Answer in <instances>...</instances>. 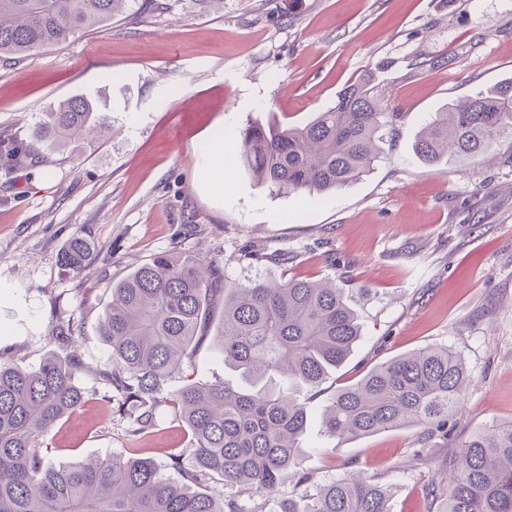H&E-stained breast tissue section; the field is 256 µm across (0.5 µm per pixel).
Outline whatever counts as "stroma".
I'll list each match as a JSON object with an SVG mask.
<instances>
[{"instance_id": "stroma-1", "label": "stroma", "mask_w": 512, "mask_h": 512, "mask_svg": "<svg viewBox=\"0 0 512 512\" xmlns=\"http://www.w3.org/2000/svg\"><path fill=\"white\" fill-rule=\"evenodd\" d=\"M512 77V0H170L131 8L93 33L19 63L0 61V136L31 140L41 112L86 95L112 129L48 162L0 172V354L37 369L60 345L53 313L75 314L82 411L43 437L67 466L126 453V424L104 400L110 370L98 321L108 287L157 254L217 260L230 282L334 278L362 339L314 392L299 467L281 496L362 470L391 490L390 512H439L428 490L458 442L512 420V149L462 167L426 164L417 133L448 102ZM358 80L398 115L369 173L323 195L256 184L233 157L252 122L303 125ZM81 271L61 266L74 233ZM449 346L470 382L447 431L405 425L341 441L320 415L377 364ZM206 338L183 376L223 374ZM140 447L165 466L189 441L160 412Z\"/></svg>"}]
</instances>
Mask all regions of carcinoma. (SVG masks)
<instances>
[{"label": "carcinoma", "mask_w": 512, "mask_h": 512, "mask_svg": "<svg viewBox=\"0 0 512 512\" xmlns=\"http://www.w3.org/2000/svg\"><path fill=\"white\" fill-rule=\"evenodd\" d=\"M131 0H0V59L82 36L126 11ZM96 101L61 100L41 113L33 139H0V163L48 161L72 143L106 132ZM387 111L368 82H355L334 106L305 125L255 123L240 134L237 159L259 184L288 193L335 190L369 172ZM512 144V78L463 101L450 102L418 135L414 151L427 164L467 161ZM88 257L81 233L61 255L79 271ZM224 290L214 318L213 292ZM98 332L108 346L106 375L117 413L138 437L154 429L168 407L191 434L185 449L166 448V478L151 458L114 455L91 464L56 466L45 456L49 428L82 408L75 356H52L26 371L0 361V512H264L283 471L299 465L307 409L296 388L313 391L361 340L358 315L331 281L290 278L248 286L224 281L218 262L185 252L165 253L110 287ZM238 380L168 383L191 358L209 328ZM77 325L55 315L53 336L70 342ZM468 383L461 356L425 347L392 357L335 392L322 413L325 431L349 440L404 425H448ZM234 488L232 497L211 484ZM444 512H512V421L469 435L448 458V481L435 485ZM381 485L349 474L300 498H281L273 512H390Z\"/></svg>", "instance_id": "1"}]
</instances>
